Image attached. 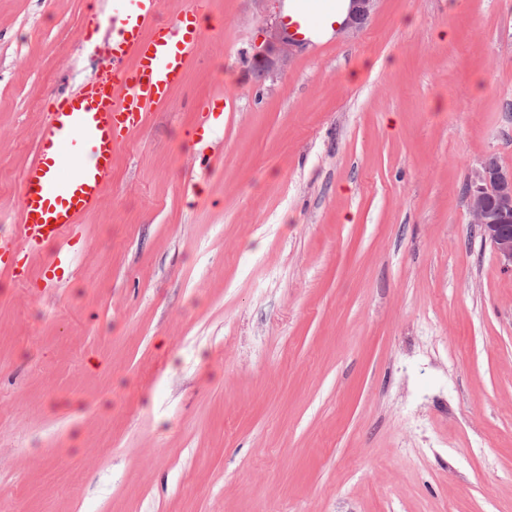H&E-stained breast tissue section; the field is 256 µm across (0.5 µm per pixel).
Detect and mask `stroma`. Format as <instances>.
<instances>
[{
	"instance_id": "35a3bbf8",
	"label": "stroma",
	"mask_w": 512,
	"mask_h": 512,
	"mask_svg": "<svg viewBox=\"0 0 512 512\" xmlns=\"http://www.w3.org/2000/svg\"><path fill=\"white\" fill-rule=\"evenodd\" d=\"M102 0H0V226ZM78 234L0 269V512H512V0H378L258 79L281 0H206ZM471 224L494 251L502 269L512 272V171L503 170L496 156H485L466 185ZM493 198L495 208H488Z\"/></svg>"
}]
</instances>
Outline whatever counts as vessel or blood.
I'll use <instances>...</instances> for the list:
<instances>
[{
    "instance_id": "1",
    "label": "vessel or blood",
    "mask_w": 512,
    "mask_h": 512,
    "mask_svg": "<svg viewBox=\"0 0 512 512\" xmlns=\"http://www.w3.org/2000/svg\"><path fill=\"white\" fill-rule=\"evenodd\" d=\"M127 3L107 23L109 70L56 98L48 112L22 182L20 222L0 252L67 238L110 185L122 134L141 129L183 84L201 39L194 20L204 0H189L162 30L155 25L159 0ZM76 143L85 152L75 161L69 151Z\"/></svg>"
}]
</instances>
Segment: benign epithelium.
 I'll list each match as a JSON object with an SVG mask.
<instances>
[{
  "instance_id": "obj_1",
  "label": "benign epithelium",
  "mask_w": 512,
  "mask_h": 512,
  "mask_svg": "<svg viewBox=\"0 0 512 512\" xmlns=\"http://www.w3.org/2000/svg\"><path fill=\"white\" fill-rule=\"evenodd\" d=\"M347 25L361 26L374 10L377 0H350ZM280 43L274 48L270 43L254 54L257 76L265 79L273 62L268 53L278 52L282 63L290 61L300 48V41L289 36L283 27H271ZM465 198L471 223L480 232L484 241L494 251L502 269L512 272V171L502 168L496 156H485L466 185Z\"/></svg>"
}]
</instances>
